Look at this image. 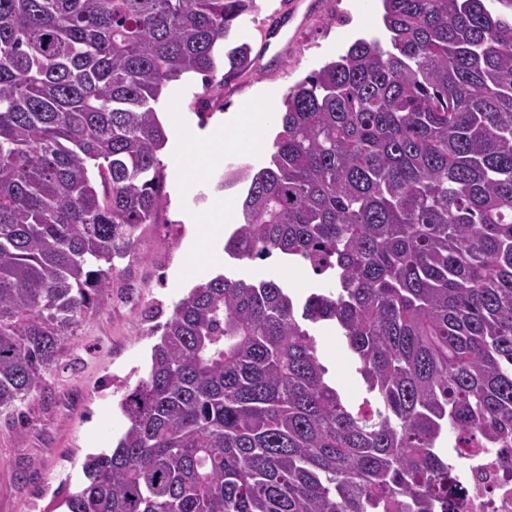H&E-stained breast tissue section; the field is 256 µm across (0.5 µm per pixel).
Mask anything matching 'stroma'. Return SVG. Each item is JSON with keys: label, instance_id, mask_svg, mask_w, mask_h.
<instances>
[{"label": "stroma", "instance_id": "35a3bbf8", "mask_svg": "<svg viewBox=\"0 0 512 512\" xmlns=\"http://www.w3.org/2000/svg\"><path fill=\"white\" fill-rule=\"evenodd\" d=\"M381 7V0H256L255 11L230 35L231 41L250 44L255 67L219 87L198 74L176 93L194 125L206 127L268 87L288 91L357 39L386 38L383 25L370 19ZM158 157L169 193L158 224L140 228L132 257L120 263L105 301L88 310L41 393L0 412V512H64L65 490L85 480L86 455L116 446L127 427L119 402L147 373L160 340L156 325L189 291L188 216L219 199L240 205L251 175L269 162L245 151L229 153L194 191L180 194L169 156L162 151ZM229 166L243 168L245 175L225 188L221 182ZM316 335L320 359L347 403L369 400L341 336L327 325Z\"/></svg>", "mask_w": 512, "mask_h": 512}]
</instances>
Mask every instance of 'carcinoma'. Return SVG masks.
<instances>
[{
    "mask_svg": "<svg viewBox=\"0 0 512 512\" xmlns=\"http://www.w3.org/2000/svg\"><path fill=\"white\" fill-rule=\"evenodd\" d=\"M254 0H0V410L36 395L167 203L156 105ZM290 88L224 252L327 287L218 275L161 325L69 512H448L450 437L512 448V17L382 0ZM331 323L376 406L330 384Z\"/></svg>",
    "mask_w": 512,
    "mask_h": 512,
    "instance_id": "obj_1",
    "label": "carcinoma"
}]
</instances>
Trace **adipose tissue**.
I'll list each match as a JSON object with an SVG mask.
<instances>
[{"mask_svg":"<svg viewBox=\"0 0 512 512\" xmlns=\"http://www.w3.org/2000/svg\"><path fill=\"white\" fill-rule=\"evenodd\" d=\"M282 108L281 92L271 87L256 100L236 111L231 119H216L206 128L194 132V144H186L189 116L177 95H169L159 119L170 142L182 143V150L174 156L177 175L176 188L186 191L198 185L206 172L223 160L226 153L245 150L265 152L273 135L272 126ZM234 206L217 202L208 210L191 216L195 224L194 249L198 252L213 251L224 238L226 225L236 223Z\"/></svg>","mask_w":512,"mask_h":512,"instance_id":"adipose-tissue-1","label":"adipose tissue"}]
</instances>
